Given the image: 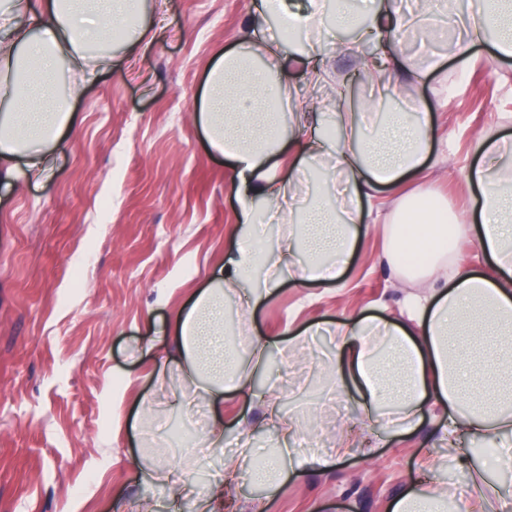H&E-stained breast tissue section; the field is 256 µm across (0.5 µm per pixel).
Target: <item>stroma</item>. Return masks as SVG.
I'll use <instances>...</instances> for the list:
<instances>
[{"label": "stroma", "mask_w": 512, "mask_h": 512, "mask_svg": "<svg viewBox=\"0 0 512 512\" xmlns=\"http://www.w3.org/2000/svg\"><path fill=\"white\" fill-rule=\"evenodd\" d=\"M481 4L459 0L453 10L433 0V26L453 30L456 42L415 26L403 49L415 63L443 62L406 90L432 116L427 163L448 152L444 173L410 177L404 190L443 196L458 222L472 225L481 207L480 191L465 181L480 160L473 141L512 139V58L494 59L488 43L474 47L479 60L468 69L456 57L465 37L459 15ZM260 6L166 0L134 73H101L73 103L80 121L50 175L21 192L0 187V512H127L128 499L144 493L145 470L156 468L191 479L176 499L154 487V512H202L208 477L228 455L176 441L175 432L203 430L211 417L198 404L170 412L184 382L174 370L157 383L167 348L152 332L175 320L233 247V170L191 114L215 57L237 44ZM386 244L385 225L362 224L342 284L286 279L240 337L273 340L270 371L256 385L277 387L284 421L312 420L287 444L262 407L225 396L228 442L247 439L263 453L285 446L305 463L266 512H388L429 461L449 503L473 491L468 471L443 463L438 405L427 403L414 428L395 429L367 418L358 395L337 398L327 372L336 358L328 325L398 312L404 291L382 257ZM143 401L154 410L141 426ZM354 424L366 425L373 453L334 460L336 441Z\"/></svg>", "instance_id": "obj_1"}]
</instances>
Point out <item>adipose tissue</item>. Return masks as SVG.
Listing matches in <instances>:
<instances>
[{
  "label": "adipose tissue",
  "instance_id": "ef3b65f1",
  "mask_svg": "<svg viewBox=\"0 0 512 512\" xmlns=\"http://www.w3.org/2000/svg\"><path fill=\"white\" fill-rule=\"evenodd\" d=\"M311 3L291 12L283 0H262L261 16L244 22L245 37L212 64L192 115L211 149L232 163L234 247L219 275L158 336L169 348L167 363L218 410L225 393L252 397L251 377L264 368L268 350L264 338L244 353L229 342L225 295L261 287L240 315L247 324L283 276L302 284L337 279L357 244L361 199L387 204L382 189L422 174L430 150L431 116L417 107L385 113L375 139L360 136L363 104L337 81L322 45L326 19L335 16L351 36L356 71L377 89L374 104L401 95L399 78L420 77V70L397 41L368 49L392 21V0H379L368 20L354 0ZM143 14L144 0H0V183L14 190L18 178L31 183L47 176L64 130L76 121L71 105L84 97L90 77L119 58L134 70L139 43L153 35ZM265 14L276 20V38L262 27ZM116 42L122 55L111 49ZM293 60L301 68L299 87L288 82ZM323 87L336 106L330 126L311 94ZM476 147L486 156L467 169L466 181L483 197L477 243L512 269V150L485 134ZM427 217L423 201L397 202L386 260L414 291L402 299L399 320L357 315L337 322L331 375L337 393L352 388L365 409L392 408L405 428L416 424L427 397L444 404L449 460L476 476L475 496L457 512H512V494L489 484L460 445L466 436L512 432V279L471 272L444 247L431 249L424 268L403 264L402 252L427 238ZM263 222L284 231L260 248L255 232ZM251 457V449H240L211 473L212 501L223 504L225 487L242 480L275 493L298 467L277 455L257 471ZM446 503V491L424 481L410 484L391 512H445Z\"/></svg>",
  "mask_w": 512,
  "mask_h": 512
}]
</instances>
